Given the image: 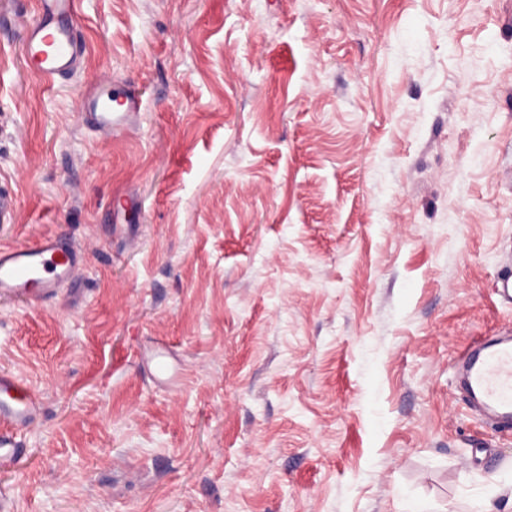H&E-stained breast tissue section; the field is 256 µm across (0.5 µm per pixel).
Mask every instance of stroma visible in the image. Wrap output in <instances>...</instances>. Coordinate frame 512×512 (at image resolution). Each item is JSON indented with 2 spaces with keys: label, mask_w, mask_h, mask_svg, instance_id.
I'll return each mask as SVG.
<instances>
[{
  "label": "stroma",
  "mask_w": 512,
  "mask_h": 512,
  "mask_svg": "<svg viewBox=\"0 0 512 512\" xmlns=\"http://www.w3.org/2000/svg\"><path fill=\"white\" fill-rule=\"evenodd\" d=\"M78 23L83 69L49 84L0 20V245L87 253L56 298L0 299V370L40 397L0 512H512V428L453 371L512 336V0ZM103 70L142 97L120 139L74 108Z\"/></svg>",
  "instance_id": "1"
}]
</instances>
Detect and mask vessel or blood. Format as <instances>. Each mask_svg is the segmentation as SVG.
<instances>
[{
    "label": "vessel or blood",
    "instance_id": "1",
    "mask_svg": "<svg viewBox=\"0 0 512 512\" xmlns=\"http://www.w3.org/2000/svg\"><path fill=\"white\" fill-rule=\"evenodd\" d=\"M78 0H38L33 13L16 14L23 32L22 56L33 75L54 81L75 72L86 44L78 23ZM75 108L104 138L124 136L142 110L132 86L119 87L111 72L95 74L75 100ZM84 250L55 236L25 245L0 246V298H55L83 265ZM468 395L492 410L500 423H512V339H479L462 363ZM38 402L16 375L0 371V462L13 459L18 443L8 428L25 426L36 417Z\"/></svg>",
    "mask_w": 512,
    "mask_h": 512
}]
</instances>
